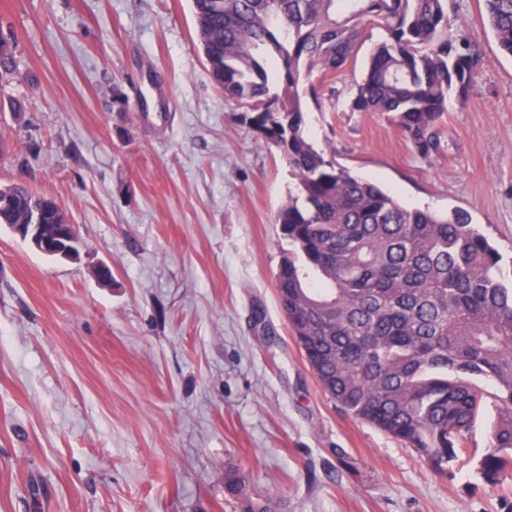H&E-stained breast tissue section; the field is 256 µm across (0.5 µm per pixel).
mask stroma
<instances>
[{
  "label": "stroma",
  "mask_w": 512,
  "mask_h": 512,
  "mask_svg": "<svg viewBox=\"0 0 512 512\" xmlns=\"http://www.w3.org/2000/svg\"><path fill=\"white\" fill-rule=\"evenodd\" d=\"M460 31L484 66L439 153L349 111L363 50L308 128L404 205L465 211L507 268L512 57L483 0H448ZM0 34V185L55 196L81 241L52 259L0 228V512H243L230 468L273 512H512L476 472L487 421L441 476L318 383L275 284L297 181L216 88L191 0H0ZM17 63L14 43L0 35V79H7L16 73Z\"/></svg>",
  "instance_id": "1"
}]
</instances>
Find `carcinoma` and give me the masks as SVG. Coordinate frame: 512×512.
Wrapping results in <instances>:
<instances>
[{"label":"carcinoma","mask_w":512,"mask_h":512,"mask_svg":"<svg viewBox=\"0 0 512 512\" xmlns=\"http://www.w3.org/2000/svg\"><path fill=\"white\" fill-rule=\"evenodd\" d=\"M499 49L512 57V0H483ZM197 33L224 99L276 148L298 180L276 223L295 252L276 274L278 302L321 387L341 408L416 449L445 474L475 421L495 414L478 473L512 481V285L488 238L455 210L408 209L336 164L306 130L299 87L321 106L374 28L353 112L387 115L424 157L442 148L450 98L464 102L483 68L478 39L448 37V0H193ZM0 35V79L16 73ZM1 224L66 212L23 184Z\"/></svg>","instance_id":"cac0c4a2"}]
</instances>
